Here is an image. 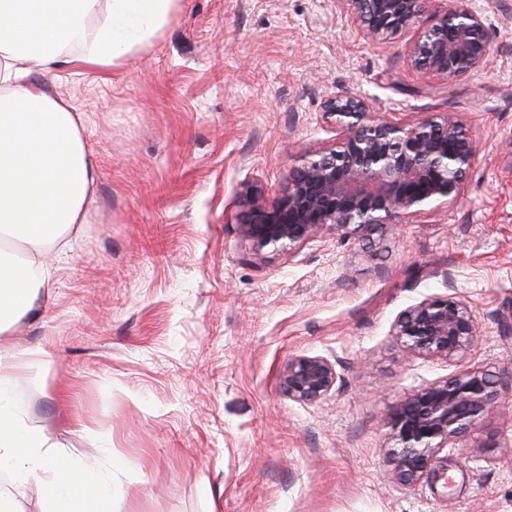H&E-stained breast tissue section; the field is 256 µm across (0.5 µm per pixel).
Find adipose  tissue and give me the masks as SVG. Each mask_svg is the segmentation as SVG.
Listing matches in <instances>:
<instances>
[{
	"mask_svg": "<svg viewBox=\"0 0 512 512\" xmlns=\"http://www.w3.org/2000/svg\"><path fill=\"white\" fill-rule=\"evenodd\" d=\"M181 0H0V235L24 251H0V333L29 307L45 278L34 258L64 246L85 223L98 169L70 101L37 75L74 70L108 74L150 46L172 23ZM19 354L0 351V471L44 491L47 512H77L79 489L111 503V477L93 464L58 458L43 427L15 405L9 376Z\"/></svg>",
	"mask_w": 512,
	"mask_h": 512,
	"instance_id": "obj_1",
	"label": "adipose tissue"
}]
</instances>
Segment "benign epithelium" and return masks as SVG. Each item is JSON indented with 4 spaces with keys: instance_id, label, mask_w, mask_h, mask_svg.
I'll return each mask as SVG.
<instances>
[{
    "instance_id": "benign-epithelium-1",
    "label": "benign epithelium",
    "mask_w": 512,
    "mask_h": 512,
    "mask_svg": "<svg viewBox=\"0 0 512 512\" xmlns=\"http://www.w3.org/2000/svg\"><path fill=\"white\" fill-rule=\"evenodd\" d=\"M357 35L383 44L412 33L406 48L411 70L452 79L483 67L491 54L487 17L470 0H452L422 20L423 0H336ZM321 119L336 137L299 154L281 199L272 207L242 193L240 235L254 255L267 249L296 253L326 236L360 244L385 236L398 224L457 198L481 150L450 113L416 120L382 115L364 98L336 95L324 102ZM393 336L412 353L447 361L464 358L477 345L478 324L460 296H432L403 311ZM337 363L325 356L297 355L282 375L288 399L314 404L336 387ZM512 368L464 370L405 396L386 419L394 479L414 486L453 440L476 428L500 404Z\"/></svg>"
}]
</instances>
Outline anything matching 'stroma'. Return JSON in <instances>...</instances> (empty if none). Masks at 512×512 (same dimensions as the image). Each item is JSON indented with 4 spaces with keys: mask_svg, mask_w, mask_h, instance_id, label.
<instances>
[{
    "mask_svg": "<svg viewBox=\"0 0 512 512\" xmlns=\"http://www.w3.org/2000/svg\"><path fill=\"white\" fill-rule=\"evenodd\" d=\"M472 6L490 61L447 81L408 69L409 35L357 37L335 0H182L125 67L42 76L86 113L99 178L0 345L27 349L15 398L58 454L111 464L116 512H512V392L413 487L392 477L385 426L409 393L512 362V0ZM345 93L407 120L455 114L481 144L460 196L372 247L253 255L240 192L274 205ZM447 294L478 320L463 361L396 341L405 309ZM297 355L339 362L317 403L283 392Z\"/></svg>",
    "mask_w": 512,
    "mask_h": 512,
    "instance_id": "35a3bbf8",
    "label": "stroma"
}]
</instances>
